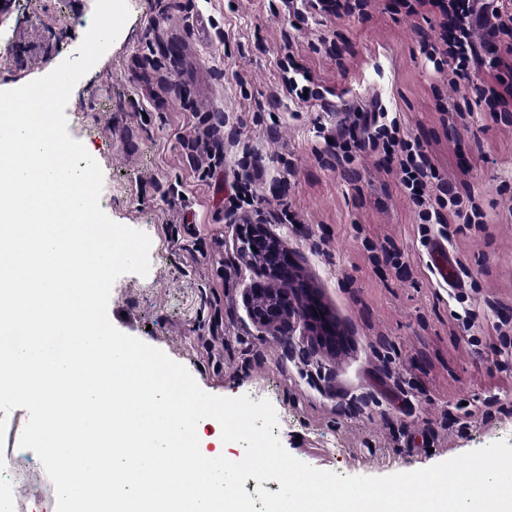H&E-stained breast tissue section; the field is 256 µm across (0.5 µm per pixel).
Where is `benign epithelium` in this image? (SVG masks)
I'll list each match as a JSON object with an SVG mask.
<instances>
[{
    "mask_svg": "<svg viewBox=\"0 0 512 512\" xmlns=\"http://www.w3.org/2000/svg\"><path fill=\"white\" fill-rule=\"evenodd\" d=\"M238 249L250 264L259 265L263 282L246 289L249 319L271 336H285L302 321L327 350H336V332L310 302L307 290L296 284V263L281 239L261 221L239 226Z\"/></svg>",
    "mask_w": 512,
    "mask_h": 512,
    "instance_id": "1",
    "label": "benign epithelium"
}]
</instances>
